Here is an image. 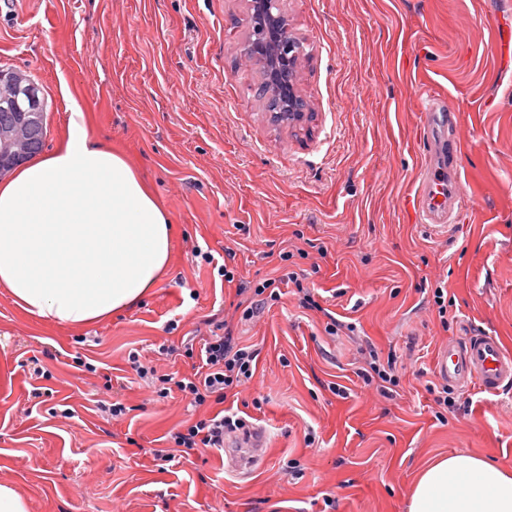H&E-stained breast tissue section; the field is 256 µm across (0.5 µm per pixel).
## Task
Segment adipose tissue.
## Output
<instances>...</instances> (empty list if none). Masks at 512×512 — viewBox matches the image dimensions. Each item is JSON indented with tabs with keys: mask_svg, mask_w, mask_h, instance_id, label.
I'll use <instances>...</instances> for the list:
<instances>
[{
	"mask_svg": "<svg viewBox=\"0 0 512 512\" xmlns=\"http://www.w3.org/2000/svg\"><path fill=\"white\" fill-rule=\"evenodd\" d=\"M171 220L126 158L72 113L64 143L0 181V288L33 316L83 326L146 296ZM408 512H512V473L466 453L429 461Z\"/></svg>",
	"mask_w": 512,
	"mask_h": 512,
	"instance_id": "obj_1",
	"label": "adipose tissue"
}]
</instances>
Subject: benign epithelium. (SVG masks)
I'll return each mask as SVG.
<instances>
[{"label":"benign epithelium","instance_id":"1","mask_svg":"<svg viewBox=\"0 0 512 512\" xmlns=\"http://www.w3.org/2000/svg\"><path fill=\"white\" fill-rule=\"evenodd\" d=\"M261 35L247 56L261 71L256 94L274 102L271 120L296 124L308 118L307 102L297 85L301 53L288 37V16L282 0H247ZM47 124L46 104L29 76L20 70L0 73V173L7 172L41 149Z\"/></svg>","mask_w":512,"mask_h":512}]
</instances>
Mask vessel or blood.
Returning a JSON list of instances; mask_svg holds the SVG:
<instances>
[{
  "label": "vessel or blood",
  "instance_id": "obj_1",
  "mask_svg": "<svg viewBox=\"0 0 512 512\" xmlns=\"http://www.w3.org/2000/svg\"><path fill=\"white\" fill-rule=\"evenodd\" d=\"M423 132L429 138L443 134L448 159L440 164L426 162L420 184L410 194L407 205L416 223L428 225L435 232H444L456 221L460 160L456 115L448 111L443 100H428L424 108ZM436 369L439 377L448 384L475 385L489 395L499 394L512 386V353L503 349L497 337L482 331L470 333L441 348ZM266 438V430L259 429L251 436L228 440V469L237 471L243 462L264 458Z\"/></svg>",
  "mask_w": 512,
  "mask_h": 512
}]
</instances>
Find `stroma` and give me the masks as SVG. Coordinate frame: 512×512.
Segmentation results:
<instances>
[{
  "label": "stroma",
  "mask_w": 512,
  "mask_h": 512,
  "mask_svg": "<svg viewBox=\"0 0 512 512\" xmlns=\"http://www.w3.org/2000/svg\"><path fill=\"white\" fill-rule=\"evenodd\" d=\"M284 6L307 50L298 84L313 118L301 127L271 124L256 96L258 68L240 54L246 0H0V68L37 84L44 151L85 112L91 136L125 155L169 212L174 239L140 303L82 328L29 315L0 288V482L29 512H407L434 456L512 470V388L456 389L445 413L436 403L441 346L483 331L512 352V60L499 40L512 0ZM427 95L459 120L463 215L445 235L404 207L429 151ZM290 272L298 283L284 282ZM263 278L280 280L279 301L241 321L239 283ZM300 286L320 310L299 307ZM331 315L346 324L335 336ZM212 319L257 350L252 380L196 409L179 391L145 389L129 352L146 362L174 348L162 372L190 375L201 360L180 345ZM369 346L398 357L393 397L360 375ZM107 387L128 409L110 423L96 411ZM222 410L267 431L248 475L217 450L155 459L170 431Z\"/></svg>",
  "instance_id": "1"
}]
</instances>
